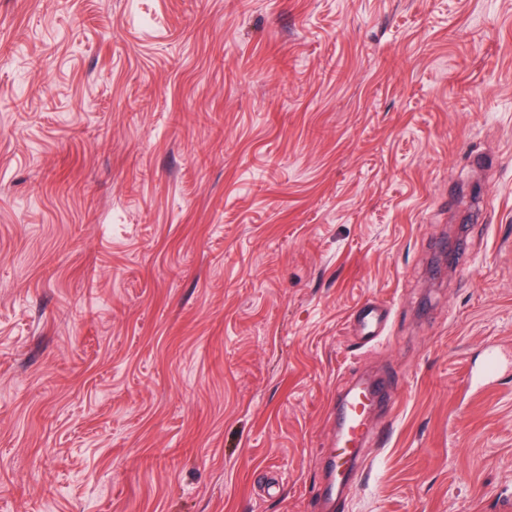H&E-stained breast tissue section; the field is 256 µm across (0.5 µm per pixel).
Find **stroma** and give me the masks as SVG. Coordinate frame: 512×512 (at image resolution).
<instances>
[{
    "mask_svg": "<svg viewBox=\"0 0 512 512\" xmlns=\"http://www.w3.org/2000/svg\"><path fill=\"white\" fill-rule=\"evenodd\" d=\"M491 341L512 0H0V512H315L366 374L346 512H495ZM390 310L388 307L367 302L359 307L353 322L357 338L362 346H369L379 341L384 335ZM376 404L377 391L369 382L348 392L333 407L332 414L336 413L339 418V429L332 471H335V481L337 479L344 486L352 475L356 478L363 470L366 460L363 449L380 430L371 414V407Z\"/></svg>",
    "mask_w": 512,
    "mask_h": 512,
    "instance_id": "35a3bbf8",
    "label": "stroma"
}]
</instances>
